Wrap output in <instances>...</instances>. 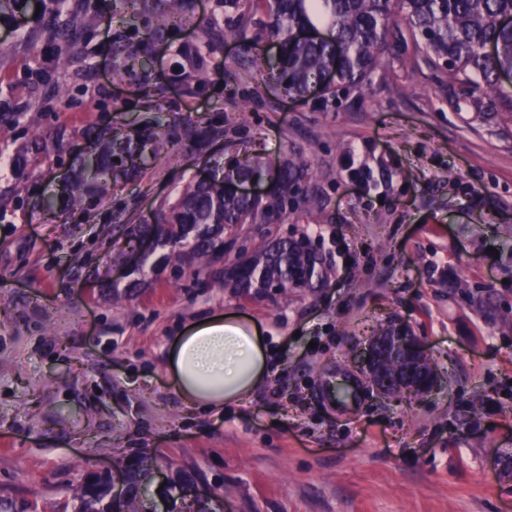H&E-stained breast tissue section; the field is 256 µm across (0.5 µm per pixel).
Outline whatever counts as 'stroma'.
Returning <instances> with one entry per match:
<instances>
[{
  "instance_id": "1",
  "label": "stroma",
  "mask_w": 512,
  "mask_h": 512,
  "mask_svg": "<svg viewBox=\"0 0 512 512\" xmlns=\"http://www.w3.org/2000/svg\"><path fill=\"white\" fill-rule=\"evenodd\" d=\"M151 9L68 0L81 34L64 66L39 25L0 28V110L16 119L0 133V496L56 512L90 474L146 458L188 480L185 505L213 492V512H512V112L404 28L364 82L299 98L250 64L278 52L264 11L180 0L148 41ZM198 65L212 80L190 94ZM146 116L173 141L160 161L94 207L44 209L90 141L137 137ZM299 157L293 196L265 199L221 262L174 273L132 232L199 173ZM303 238L320 278L234 286L261 242ZM217 313L256 323L272 352L248 407L220 417L190 411L165 367L169 340ZM399 326L429 352L427 395L382 396L355 366ZM340 374L358 393L333 403Z\"/></svg>"
}]
</instances>
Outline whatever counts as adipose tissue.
<instances>
[{
	"mask_svg": "<svg viewBox=\"0 0 512 512\" xmlns=\"http://www.w3.org/2000/svg\"><path fill=\"white\" fill-rule=\"evenodd\" d=\"M168 352L167 369L183 403L212 413L246 404L269 370L257 326L229 314L188 326Z\"/></svg>",
	"mask_w": 512,
	"mask_h": 512,
	"instance_id": "obj_1",
	"label": "adipose tissue"
}]
</instances>
